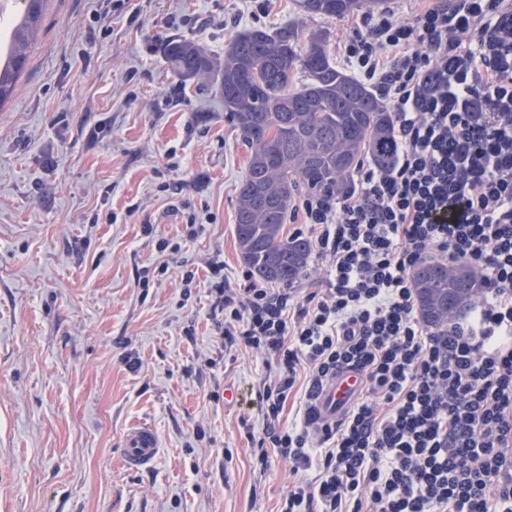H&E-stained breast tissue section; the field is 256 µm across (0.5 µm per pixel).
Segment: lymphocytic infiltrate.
<instances>
[{
  "instance_id": "f902f5d3",
  "label": "lymphocytic infiltrate",
  "mask_w": 512,
  "mask_h": 512,
  "mask_svg": "<svg viewBox=\"0 0 512 512\" xmlns=\"http://www.w3.org/2000/svg\"><path fill=\"white\" fill-rule=\"evenodd\" d=\"M511 14L512 0H439L365 16L342 55L395 114L392 166L361 164L350 197L304 199L322 279L216 290L225 346L275 359L258 461L290 466L280 512H512V60L487 64ZM425 259L481 279L440 328L412 283ZM349 370L359 390L322 418L319 393ZM296 392L301 419L282 427Z\"/></svg>"
}]
</instances>
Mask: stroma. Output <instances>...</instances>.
Instances as JSON below:
<instances>
[{
    "instance_id": "stroma-1",
    "label": "stroma",
    "mask_w": 512,
    "mask_h": 512,
    "mask_svg": "<svg viewBox=\"0 0 512 512\" xmlns=\"http://www.w3.org/2000/svg\"><path fill=\"white\" fill-rule=\"evenodd\" d=\"M360 20L300 0H47L0 108V512H279L293 477L258 464L263 415L242 400L269 358L226 349L214 307L245 269L248 152L217 84L178 78L165 48L220 58L241 29L288 25L326 31L339 64ZM139 423L162 448L135 472L121 444Z\"/></svg>"
}]
</instances>
